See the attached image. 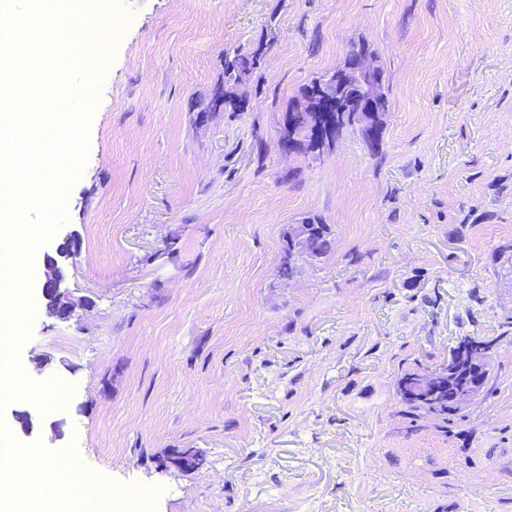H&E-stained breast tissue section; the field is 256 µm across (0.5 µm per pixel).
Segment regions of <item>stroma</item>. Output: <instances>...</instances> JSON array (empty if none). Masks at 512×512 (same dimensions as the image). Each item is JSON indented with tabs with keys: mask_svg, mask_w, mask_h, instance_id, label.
<instances>
[{
	"mask_svg": "<svg viewBox=\"0 0 512 512\" xmlns=\"http://www.w3.org/2000/svg\"><path fill=\"white\" fill-rule=\"evenodd\" d=\"M118 3L61 226L76 313H46L53 237L20 349L29 381L73 391L0 424L31 411L30 462L158 489L151 512H512V0ZM360 44L388 87L378 146L280 153L300 88ZM259 47L247 109L213 106L225 51ZM308 217L331 250L286 256ZM465 336L493 344L484 392L446 428L408 414L399 379Z\"/></svg>",
	"mask_w": 512,
	"mask_h": 512,
	"instance_id": "1",
	"label": "stroma"
}]
</instances>
